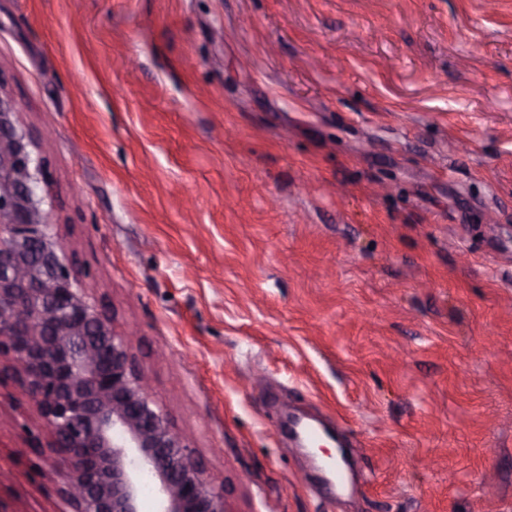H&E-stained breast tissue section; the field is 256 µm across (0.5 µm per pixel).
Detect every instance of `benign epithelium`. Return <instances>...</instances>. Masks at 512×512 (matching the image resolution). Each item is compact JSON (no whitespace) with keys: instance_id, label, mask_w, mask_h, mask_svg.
<instances>
[{"instance_id":"1","label":"benign epithelium","mask_w":512,"mask_h":512,"mask_svg":"<svg viewBox=\"0 0 512 512\" xmlns=\"http://www.w3.org/2000/svg\"><path fill=\"white\" fill-rule=\"evenodd\" d=\"M46 162L0 95V380L21 389L48 439L26 448L58 472L54 512H229L224 492L151 395L131 352L64 251Z\"/></svg>"}]
</instances>
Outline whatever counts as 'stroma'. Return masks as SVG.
<instances>
[{"label":"stroma","mask_w":512,"mask_h":512,"mask_svg":"<svg viewBox=\"0 0 512 512\" xmlns=\"http://www.w3.org/2000/svg\"><path fill=\"white\" fill-rule=\"evenodd\" d=\"M0 93L229 512H512V0H0ZM29 430L0 382V512Z\"/></svg>","instance_id":"35a3bbf8"}]
</instances>
